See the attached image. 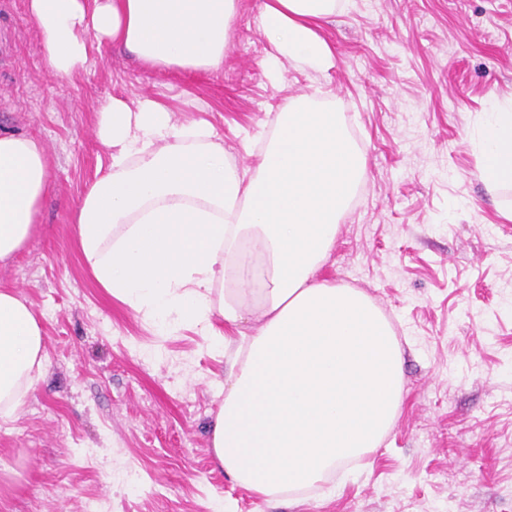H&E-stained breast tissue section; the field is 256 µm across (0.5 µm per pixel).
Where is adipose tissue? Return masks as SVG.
Masks as SVG:
<instances>
[{"instance_id":"obj_1","label":"adipose tissue","mask_w":512,"mask_h":512,"mask_svg":"<svg viewBox=\"0 0 512 512\" xmlns=\"http://www.w3.org/2000/svg\"><path fill=\"white\" fill-rule=\"evenodd\" d=\"M342 0H262L271 76L286 62L324 75L320 34ZM240 0H28L54 74L92 46L144 65L222 70ZM96 134L109 163L77 207V241L98 284L167 335L191 325L208 348L242 335L211 427L221 469L245 491L291 498L377 448L399 413L403 351L362 290L319 278L364 178L339 112L304 93L276 112L255 166L239 167L205 123L160 102L111 97ZM478 177L512 188V99L491 100L478 133ZM50 189L44 146L0 127V261L31 238ZM46 368L43 330L26 300L0 289V418H14Z\"/></svg>"}]
</instances>
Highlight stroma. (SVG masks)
Instances as JSON below:
<instances>
[{"label":"stroma","instance_id":"35a3bbf8","mask_svg":"<svg viewBox=\"0 0 512 512\" xmlns=\"http://www.w3.org/2000/svg\"><path fill=\"white\" fill-rule=\"evenodd\" d=\"M260 4L242 0L222 72L151 69L113 45L55 76L27 0H0V125L45 145L52 182L26 247L0 262L47 357L18 416L0 420V512H512V189L487 193L474 144L489 101L512 97V0H352L323 25L335 67L290 62L278 81ZM316 88L366 159L320 276L391 322L405 398L362 462L275 504L213 457L226 357L194 328L159 335L101 288L74 216L107 164L95 123L112 95L210 123L247 167L245 142Z\"/></svg>","mask_w":512,"mask_h":512}]
</instances>
